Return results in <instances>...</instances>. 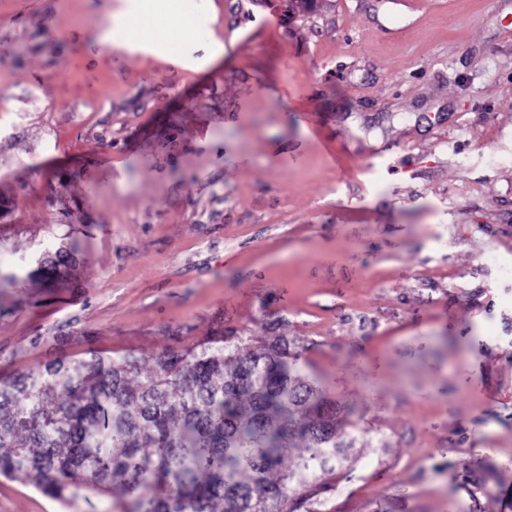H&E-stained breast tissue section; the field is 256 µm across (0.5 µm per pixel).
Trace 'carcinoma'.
<instances>
[{
  "mask_svg": "<svg viewBox=\"0 0 512 512\" xmlns=\"http://www.w3.org/2000/svg\"><path fill=\"white\" fill-rule=\"evenodd\" d=\"M75 243L28 276L69 275ZM288 338L38 365L0 383V476L63 505L110 491L120 512H323V477L353 463L324 400L288 365ZM296 440L303 452L287 456Z\"/></svg>",
  "mask_w": 512,
  "mask_h": 512,
  "instance_id": "carcinoma-1",
  "label": "carcinoma"
}]
</instances>
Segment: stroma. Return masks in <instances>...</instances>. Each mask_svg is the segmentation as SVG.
<instances>
[{"label":"stroma","mask_w":512,"mask_h":512,"mask_svg":"<svg viewBox=\"0 0 512 512\" xmlns=\"http://www.w3.org/2000/svg\"><path fill=\"white\" fill-rule=\"evenodd\" d=\"M138 2L0 0V381L284 336L356 438L331 512H512V0ZM67 245H70L68 248ZM76 250L75 243L70 242L61 246L53 255H44L37 262V268L28 273L29 277L40 276L44 280H59L69 275L71 262L73 260L72 252Z\"/></svg>","instance_id":"1"}]
</instances>
